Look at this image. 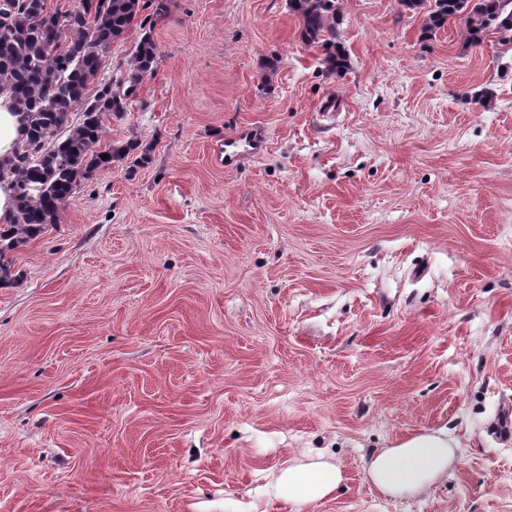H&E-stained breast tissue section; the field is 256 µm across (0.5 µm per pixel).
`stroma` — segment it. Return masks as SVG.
Returning <instances> with one entry per match:
<instances>
[{"instance_id": "1", "label": "stroma", "mask_w": 512, "mask_h": 512, "mask_svg": "<svg viewBox=\"0 0 512 512\" xmlns=\"http://www.w3.org/2000/svg\"><path fill=\"white\" fill-rule=\"evenodd\" d=\"M434 0H170L159 66L0 287V512H512V31ZM261 149L229 165L227 137ZM447 429V475L366 461ZM320 450L327 499L260 495ZM332 1L290 0L291 9L302 19L306 42H319L320 40L330 42L335 37V28L329 23L328 17V14L331 13L333 19L335 14ZM470 0H434V7L429 15V22L434 26L444 25L448 20V11L457 13L463 9H467ZM454 448L447 430L409 435L390 448L379 449L365 471L383 495L418 496L448 473Z\"/></svg>"}]
</instances>
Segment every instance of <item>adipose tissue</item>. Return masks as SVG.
I'll return each instance as SVG.
<instances>
[{
  "label": "adipose tissue",
  "mask_w": 512,
  "mask_h": 512,
  "mask_svg": "<svg viewBox=\"0 0 512 512\" xmlns=\"http://www.w3.org/2000/svg\"><path fill=\"white\" fill-rule=\"evenodd\" d=\"M455 459V444L447 431L410 435L392 447L379 449L366 473L381 494L418 496L431 489L447 473ZM344 481L341 467L324 455L309 461L284 462L267 492L275 500L298 505L331 497Z\"/></svg>",
  "instance_id": "obj_1"
}]
</instances>
